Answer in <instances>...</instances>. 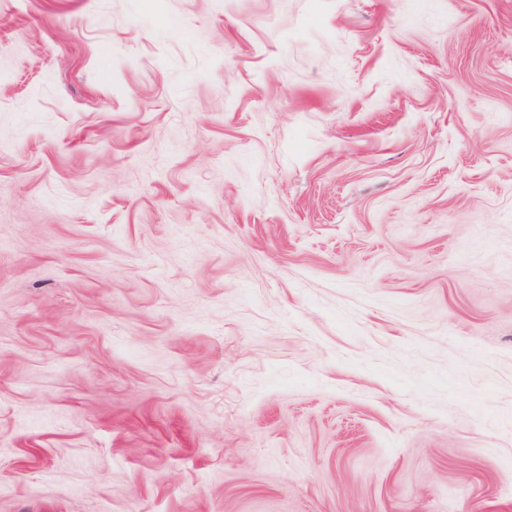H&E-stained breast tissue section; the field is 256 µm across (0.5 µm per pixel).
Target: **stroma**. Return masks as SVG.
<instances>
[{"label":"stroma","mask_w":512,"mask_h":512,"mask_svg":"<svg viewBox=\"0 0 512 512\" xmlns=\"http://www.w3.org/2000/svg\"><path fill=\"white\" fill-rule=\"evenodd\" d=\"M0 512H512V0H0Z\"/></svg>","instance_id":"1"}]
</instances>
